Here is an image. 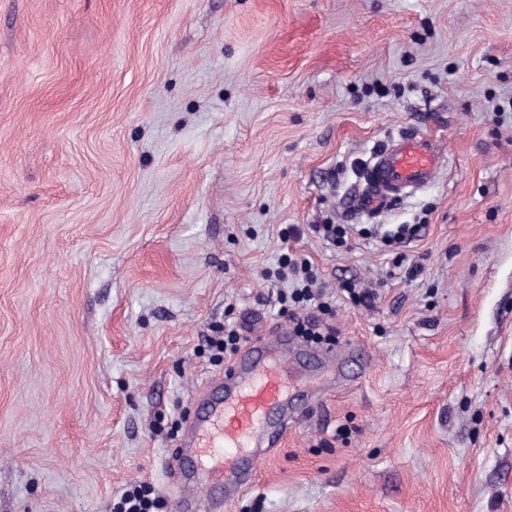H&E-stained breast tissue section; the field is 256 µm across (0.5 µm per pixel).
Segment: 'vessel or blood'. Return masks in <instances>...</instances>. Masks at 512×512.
Wrapping results in <instances>:
<instances>
[{
  "label": "vessel or blood",
  "instance_id": "b4317fda",
  "mask_svg": "<svg viewBox=\"0 0 512 512\" xmlns=\"http://www.w3.org/2000/svg\"><path fill=\"white\" fill-rule=\"evenodd\" d=\"M442 165L440 148L429 135H401L373 153L353 206L366 215L380 214L406 191L432 182ZM289 342L284 329L271 341L253 339L226 368L219 394L200 402L186 448L167 462L172 475L198 476L195 494L175 502L174 512H219L222 502L210 496V489L229 494L250 485L263 454L284 438L289 417L298 413L288 390L296 368Z\"/></svg>",
  "mask_w": 512,
  "mask_h": 512
}]
</instances>
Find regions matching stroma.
Here are the masks:
<instances>
[{
  "instance_id": "35a3bbf8",
  "label": "stroma",
  "mask_w": 512,
  "mask_h": 512,
  "mask_svg": "<svg viewBox=\"0 0 512 512\" xmlns=\"http://www.w3.org/2000/svg\"><path fill=\"white\" fill-rule=\"evenodd\" d=\"M406 131L443 168L354 214ZM288 247L336 380L225 512H512V0H0V512L179 498L210 342L289 325ZM423 229V225L420 224H400L396 230L389 231L383 237V242L387 246H400L402 243H406L419 237L420 232ZM281 266H288V270L297 278L296 285L289 294L279 291L276 295L280 313H288L290 307L307 308L312 305L324 315L331 310L330 304L322 301L324 295L317 288L318 277L310 262L299 258L287 248V251L281 255ZM151 488L145 484H130L113 508L114 512H160L163 503L152 496Z\"/></svg>"
}]
</instances>
